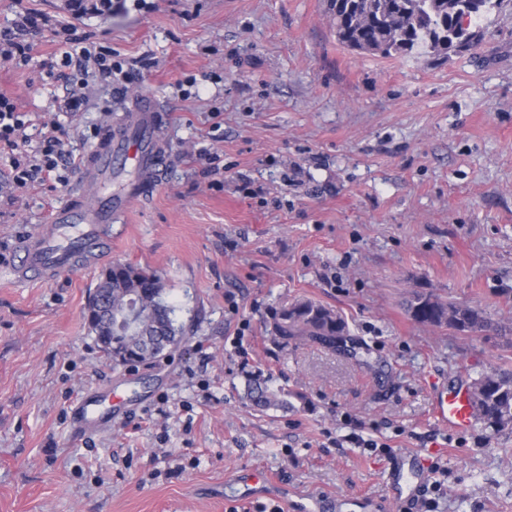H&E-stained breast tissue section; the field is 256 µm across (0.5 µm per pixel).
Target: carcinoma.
<instances>
[{"label": "carcinoma", "mask_w": 512, "mask_h": 512, "mask_svg": "<svg viewBox=\"0 0 512 512\" xmlns=\"http://www.w3.org/2000/svg\"><path fill=\"white\" fill-rule=\"evenodd\" d=\"M497 0H330L329 11L339 41L347 47L383 57L409 55L423 49L433 53L461 52L478 37L480 22ZM96 301L86 306V321L95 338L112 336V363L128 367L155 362L182 341L175 327L176 307L166 299L160 275L132 264H115L101 278ZM138 307V325L100 318L106 306L119 312ZM407 314L418 324L452 329L463 334L500 332L502 326L475 306L445 301L429 293H416L406 303ZM281 344L308 338L334 351L353 354L357 342L348 334L344 319L334 310L309 299L286 304L272 314L267 328ZM482 400L473 402L485 426L508 428L499 415H512V369L501 366L474 379ZM246 398L260 409L292 407L294 395L274 389L259 376L246 384Z\"/></svg>", "instance_id": "1"}]
</instances>
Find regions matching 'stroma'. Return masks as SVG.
<instances>
[{"label":"stroma","mask_w":512,"mask_h":512,"mask_svg":"<svg viewBox=\"0 0 512 512\" xmlns=\"http://www.w3.org/2000/svg\"><path fill=\"white\" fill-rule=\"evenodd\" d=\"M48 17L28 60H0L34 155L55 131L75 158L15 188L0 160V256L69 197L76 162L154 95L167 115L157 189L112 226L109 261L158 271L185 339L120 368L84 309L104 264L53 281L0 271V512H416L387 495L420 456L432 512H512V430L456 433L435 395L512 364V335L417 324L424 292L512 321V0L470 51L382 58L341 45L328 0H0V28ZM127 76L89 78L64 112L70 27ZM335 310L364 346L279 347L266 325L297 299ZM261 376L298 395L255 409ZM111 390L103 430L70 434L85 392ZM359 435L377 448L352 443ZM267 485L239 482L242 470Z\"/></svg>","instance_id":"stroma-1"}]
</instances>
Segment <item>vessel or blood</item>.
<instances>
[{
  "label": "vessel or blood",
  "mask_w": 512,
  "mask_h": 512,
  "mask_svg": "<svg viewBox=\"0 0 512 512\" xmlns=\"http://www.w3.org/2000/svg\"><path fill=\"white\" fill-rule=\"evenodd\" d=\"M166 121L157 101L137 96L118 123L108 127L78 168L73 199L56 208L49 225L26 235L9 258L0 259L15 280H51L79 264L103 261L112 238L108 227L158 185L167 158L158 133ZM433 417L452 430L475 422L468 395L439 398Z\"/></svg>",
  "instance_id": "obj_1"
}]
</instances>
